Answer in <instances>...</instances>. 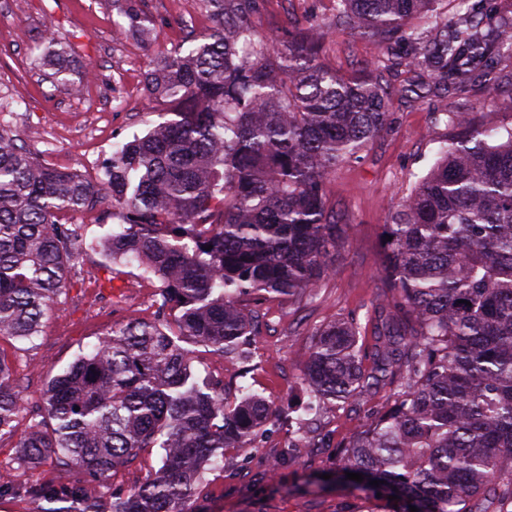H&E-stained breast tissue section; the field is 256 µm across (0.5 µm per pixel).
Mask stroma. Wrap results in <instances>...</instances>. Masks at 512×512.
Returning <instances> with one entry per match:
<instances>
[{
	"label": "stroma",
	"instance_id": "1",
	"mask_svg": "<svg viewBox=\"0 0 512 512\" xmlns=\"http://www.w3.org/2000/svg\"><path fill=\"white\" fill-rule=\"evenodd\" d=\"M140 8L158 33L150 47L117 34L121 16L113 0H0V89L16 101L13 112L0 113V124L40 162L94 179L115 142L146 134L165 121L163 110L149 105L145 96L149 65L159 52L192 46L213 27L214 17L201 0H142ZM434 9L445 18L466 12L486 19L512 14V0H436ZM335 16L336 0H260L253 26L268 37L279 34L289 19L321 30L324 62L344 74L368 72L377 57L402 52V45L379 46L349 28L334 26ZM48 25L59 41L72 47L70 68L73 80L83 84L81 95L54 83L37 65L46 49L42 36ZM493 69L498 76L496 104L489 110L475 108L474 94L429 90L413 74L385 73L393 101L389 129L337 166L328 183L336 219L353 227L356 243L337 254L332 273L311 295L260 303L262 329L251 339L250 369H243L235 355L219 356L194 346L192 366L200 377L229 388L248 387L291 413L305 400L301 367L317 328L354 317L365 327L364 345H373L370 323L382 288L378 266L384 226L451 137L441 113H468L480 128L512 127V57L494 60ZM65 222L83 243L66 291L43 318L33 341L0 340V354L14 367L23 426L41 406L51 377L86 353L113 324L155 318L162 302L157 280L142 277L134 266L113 274L91 248L112 230L111 199L66 214ZM384 401L379 393L324 414L317 423L315 448L301 458L277 464L269 456V449L287 444L284 427L263 436L257 447L226 449L223 467L208 474L194 512H392L394 504L387 497L348 491L326 476L337 448ZM18 441L15 435L0 437V474L16 488L15 495L0 497V512H34L25 489L45 484L63 490L77 477L66 467L32 469L20 463ZM160 464V449H145L107 484L85 480L86 495L103 512H111L114 495L125 493Z\"/></svg>",
	"mask_w": 512,
	"mask_h": 512
}]
</instances>
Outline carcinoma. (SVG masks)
I'll return each mask as SVG.
<instances>
[{"label":"carcinoma","mask_w":512,"mask_h":512,"mask_svg":"<svg viewBox=\"0 0 512 512\" xmlns=\"http://www.w3.org/2000/svg\"><path fill=\"white\" fill-rule=\"evenodd\" d=\"M124 0L141 42L155 28ZM215 26L183 52L158 54L145 94L171 118L116 145L102 175L87 180L42 164L0 127V338L30 340L67 287L79 258L75 230L58 215L112 198L117 227L95 243L119 274L137 265L160 282L170 316L113 325L93 350L47 385L20 438L19 460L67 466L106 483L145 448L162 465L112 501V512H193L213 460L251 448L280 423L263 396L193 372L188 342L217 355L256 333L254 305L309 294L330 275L348 224L328 204L336 166L391 121V101L368 74H340L321 61L322 42L290 22L275 38L252 25L257 0H204ZM435 0H336V23L380 45L399 41L385 70L424 68L434 85L495 89L491 63L512 55V19L448 24L424 39L410 20ZM41 66L67 79L69 52L46 29ZM461 130L384 225L387 283L374 326L371 365L362 326L318 328L302 367L304 411L339 409L373 391L372 411L343 446L336 476L361 473L396 497L395 512H512V128ZM212 249H207V246ZM12 369L0 356V437L20 413ZM277 455L301 454L314 428ZM36 512H101L81 481L60 497L27 490Z\"/></svg>","instance_id":"cac0c4a2"}]
</instances>
